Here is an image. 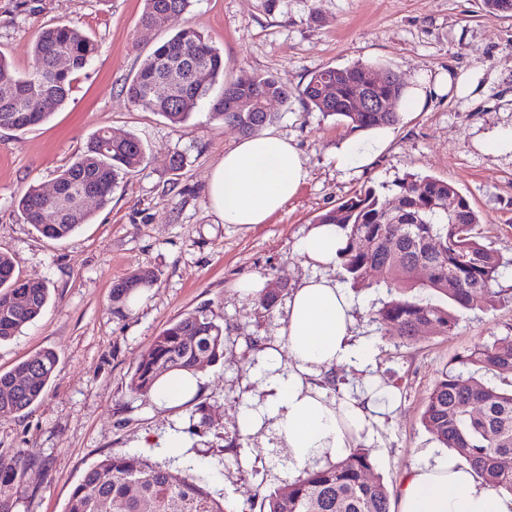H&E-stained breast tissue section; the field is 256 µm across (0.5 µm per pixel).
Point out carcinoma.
<instances>
[{
    "instance_id": "1",
    "label": "carcinoma",
    "mask_w": 512,
    "mask_h": 512,
    "mask_svg": "<svg viewBox=\"0 0 512 512\" xmlns=\"http://www.w3.org/2000/svg\"><path fill=\"white\" fill-rule=\"evenodd\" d=\"M192 0H143L142 25L161 29L175 15L186 12ZM99 50L98 43L76 24L43 28L31 52L33 66L18 70L0 52V129L24 132L46 122L51 112L40 106L51 99L66 105L73 76L87 69ZM224 57L208 36L185 27L165 41L144 61L125 86L129 103L163 116L170 124L185 122L203 102L211 118L243 135L272 124V112H233L229 102L265 95L286 101L298 94L310 110L335 117L353 131L393 126L403 84L391 72L354 63L324 67L311 74L297 91L274 75L242 72L226 80ZM157 83L172 93L154 98ZM369 91L390 104L387 112H360L358 95ZM145 159V147L135 136L121 140L105 128L96 131L85 150L56 177L59 195L48 200L31 185L18 201L26 223L42 236L69 237L91 212L80 207L83 192L93 189L99 207L112 200L122 179ZM453 211H448V201ZM397 215L399 223L390 221ZM316 223L339 224L347 244L341 265L355 288H382L390 296L376 311L374 321L382 335L407 346L427 334L453 333L457 309L488 310L512 305V294L494 288L503 258L473 235L478 213L455 187L429 175H408L394 183L392 197L382 198L369 187L345 198L316 218ZM432 266L425 282L414 279L419 262ZM378 276L371 277L372 271ZM155 273L135 269L112 287V302L123 304L133 291L148 288ZM284 288L270 283L256 299L257 308L270 312ZM21 295L25 304L15 303ZM49 297L48 285L22 278L12 258L0 252V342L13 338L35 322ZM224 327L210 311L196 309L173 322L142 355L128 382L131 393L149 397L159 378L170 371L197 373L224 357ZM57 354L42 350L8 371H0V414L25 412L44 396L53 376ZM473 368L466 374L454 368L442 372L422 413L424 427L464 460L486 485L512 493V336L480 344L461 357ZM492 375L494 385L477 374ZM34 454L23 452L11 464L0 463V512H13V491L22 483L26 462ZM373 459L366 448H356L343 460L303 469L302 475L272 490L258 493L248 512H390V490L372 476ZM64 512H228L196 474L173 472L139 456L108 455L93 465L75 486Z\"/></svg>"
}]
</instances>
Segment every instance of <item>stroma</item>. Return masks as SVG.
Instances as JSON below:
<instances>
[{
    "instance_id": "35a3bbf8",
    "label": "stroma",
    "mask_w": 512,
    "mask_h": 512,
    "mask_svg": "<svg viewBox=\"0 0 512 512\" xmlns=\"http://www.w3.org/2000/svg\"><path fill=\"white\" fill-rule=\"evenodd\" d=\"M142 9L143 0H0V51L18 70L30 68L32 43L51 23L78 24L99 44L65 107L29 131L0 130V252L22 278L49 286L40 319L0 344V371L44 349L59 357L41 401L26 413L0 415V462L35 453L16 512H62L84 473L110 454L193 471L228 512H245L262 489L297 478L286 449L235 440L239 407L254 389L248 372L284 313L279 304L259 315L236 285L259 276L291 289L312 275L295 252L297 240L362 187L388 188L409 173L453 184L480 216L481 242L505 261L498 288L512 292V155L479 146L512 126V16L485 9L482 0H193L156 30L141 26ZM187 26L210 38L231 73L278 74L293 87L320 68L357 62L406 84L426 72L475 71L479 85L469 97L439 96L424 111L402 114L389 146L350 175L337 170L336 152L354 131L298 98L271 103L274 130L293 139L310 177L266 223L227 224L208 207L207 181L239 131L213 121L204 104L173 126L123 93L153 50ZM101 128L137 136L145 162L107 207L94 209L91 223L63 240L43 237L25 223L19 197L32 184L51 189ZM175 154L185 161L177 171L168 166ZM137 268L153 270V284L115 308L114 282ZM349 295L356 339L376 341L378 352L370 371L344 366L334 376L343 394L356 393L369 374L392 388L393 410L361 445L394 492L406 467L442 452L421 422L436 381L467 350L512 335V306L463 312L453 334L397 347L372 320L384 293L353 288ZM200 307L223 324L226 341L223 360L201 370L198 393L173 407L131 393L129 378L153 339ZM200 422L209 434L190 435ZM174 432L183 452L165 447Z\"/></svg>"
}]
</instances>
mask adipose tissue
I'll list each match as a JSON object with an SVG mask.
<instances>
[{
  "label": "adipose tissue",
  "instance_id": "ef3b65f1",
  "mask_svg": "<svg viewBox=\"0 0 512 512\" xmlns=\"http://www.w3.org/2000/svg\"><path fill=\"white\" fill-rule=\"evenodd\" d=\"M308 176L288 137L272 130L244 136L211 169L209 206L224 223L262 224ZM346 242L337 224L312 225L298 240L297 255L317 273L293 288L275 340L261 351L254 380L266 400L248 401L237 415L243 438L273 434L299 468L326 452L349 456L372 423L391 409L389 388L372 385L358 397L339 400L319 383L337 367L365 364L374 355L371 347L351 343L352 299L328 275ZM393 512H512V494L492 490L449 452L404 469Z\"/></svg>",
  "mask_w": 512,
  "mask_h": 512
}]
</instances>
